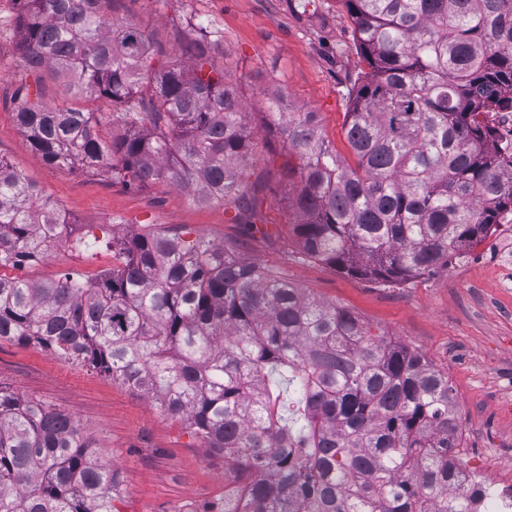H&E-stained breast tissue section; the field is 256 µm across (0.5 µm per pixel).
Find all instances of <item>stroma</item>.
<instances>
[{
	"instance_id": "obj_1",
	"label": "stroma",
	"mask_w": 512,
	"mask_h": 512,
	"mask_svg": "<svg viewBox=\"0 0 512 512\" xmlns=\"http://www.w3.org/2000/svg\"><path fill=\"white\" fill-rule=\"evenodd\" d=\"M14 13L13 0H0V157L68 211L74 235L108 240L147 226L177 230L190 241L224 245L247 262L274 268L312 297L349 308L447 374L463 468L491 467L502 480L512 479V288L502 285L496 248L474 247L400 286L356 279L300 255L290 205L302 185L300 161L284 144L283 120L272 115L271 102L280 97L283 113H314L337 153L351 158L346 114L368 67L342 0H114V17L140 21L152 34L157 66L182 60L193 24L204 22L217 33L211 61L254 129L244 176L250 213L232 203H199L189 188H131L104 171L46 166L15 120L16 93L34 77L20 58ZM112 264L109 249L90 254L62 242L15 274L41 282L75 273L94 283ZM0 385L83 428L120 473L121 512H204L234 482L223 457L147 395L50 351L0 342Z\"/></svg>"
}]
</instances>
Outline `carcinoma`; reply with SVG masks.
Listing matches in <instances>:
<instances>
[{
	"instance_id": "1",
	"label": "carcinoma",
	"mask_w": 512,
	"mask_h": 512,
	"mask_svg": "<svg viewBox=\"0 0 512 512\" xmlns=\"http://www.w3.org/2000/svg\"><path fill=\"white\" fill-rule=\"evenodd\" d=\"M26 67L70 97L24 87L16 121L57 170H106L124 185L193 187L198 201L245 198L254 132L224 73L207 70L208 27L152 64L153 43L114 0H16ZM369 71L345 123L356 164L312 112L281 133L299 156L294 233L308 258L403 285L488 239L512 207V171L472 114L509 108L512 0H344ZM124 134L107 143L101 129ZM0 158V269L20 268L72 219ZM119 263L96 283L0 273V342L48 349L150 396L224 456L236 485L205 512H470L452 492L462 434L448 375L353 311L313 299L221 244L177 232L77 238ZM120 476L68 415L0 387V512H121Z\"/></svg>"
}]
</instances>
